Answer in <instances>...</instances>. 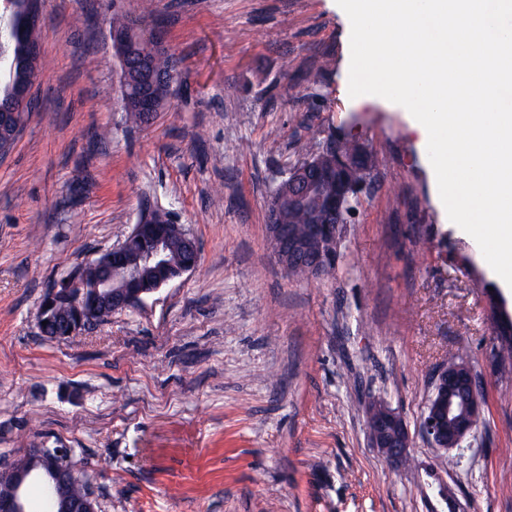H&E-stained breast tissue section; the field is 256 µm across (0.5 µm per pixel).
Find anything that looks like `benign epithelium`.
Wrapping results in <instances>:
<instances>
[{"instance_id":"1","label":"benign epithelium","mask_w":512,"mask_h":512,"mask_svg":"<svg viewBox=\"0 0 512 512\" xmlns=\"http://www.w3.org/2000/svg\"><path fill=\"white\" fill-rule=\"evenodd\" d=\"M152 48L140 54L135 51L133 31L123 28L110 30L112 44L122 67V80L126 102L136 111L151 117L160 110L158 89L169 88L179 72L180 61L169 56V66L159 68L153 59L166 54L165 38L160 27L153 28ZM32 85L18 90L16 105L10 118L0 122V163L11 154L24 126L26 110L34 105ZM278 186L271 196L268 208V227L274 245V254L285 269H302L311 277H321L335 265L338 248L352 199L358 187L336 196L332 209L334 221L327 224H303L299 227L281 223L279 216L297 201L308 198L316 190L317 176L312 162L290 169L284 185ZM152 214H145L141 222L121 244L103 253L87 266L96 272L89 285L80 286L66 276L45 297L43 307L67 300L68 307L58 312V317L69 324L68 335L86 330L96 323L99 311L116 312L139 305L144 297L156 292L175 278L193 271L196 265L175 266L170 262L169 240L181 239L183 247L198 252L196 243L179 225L169 233H157L149 242H142V235L150 231L148 221ZM433 391L421 420V430L431 445L445 451L462 448L478 423L483 392L481 378L465 360L441 365L433 377ZM367 428L371 446L395 465H404L409 457L410 434L399 412L383 401H374L366 410ZM63 449L39 448L28 465H16L6 472L11 489L0 494V512H26L23 490L34 475L47 473L51 480L44 483L46 499L56 506H65V512H96V499L84 489L83 497L72 501L71 491L80 484L74 469L64 463Z\"/></svg>"}]
</instances>
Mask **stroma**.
Listing matches in <instances>:
<instances>
[{"mask_svg":"<svg viewBox=\"0 0 512 512\" xmlns=\"http://www.w3.org/2000/svg\"><path fill=\"white\" fill-rule=\"evenodd\" d=\"M40 110L0 164V472L66 449L98 512H512V369H494L497 279L440 205L405 108L350 97L336 0H42ZM162 25L182 68L161 112L122 108L113 15ZM345 131L374 164L334 272L297 278L273 190ZM158 212L194 271L66 339L44 293ZM458 351L479 429L447 468L420 422ZM406 422L413 464L371 448L365 407ZM448 485L439 501L428 469Z\"/></svg>","mask_w":512,"mask_h":512,"instance_id":"obj_1","label":"stroma"}]
</instances>
